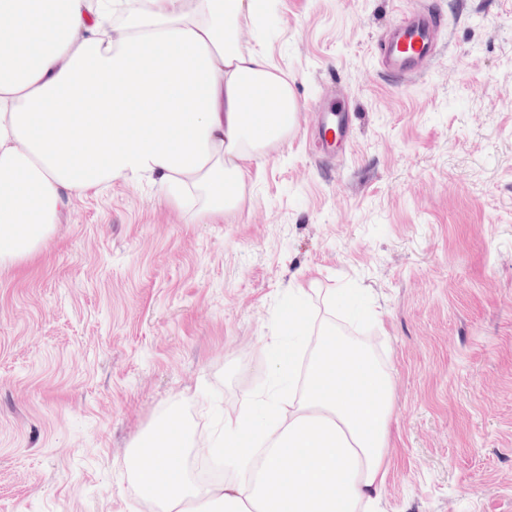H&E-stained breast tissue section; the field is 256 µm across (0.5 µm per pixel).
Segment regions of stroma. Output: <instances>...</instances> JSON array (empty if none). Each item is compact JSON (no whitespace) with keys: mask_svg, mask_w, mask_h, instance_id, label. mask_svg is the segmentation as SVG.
Masks as SVG:
<instances>
[{"mask_svg":"<svg viewBox=\"0 0 512 512\" xmlns=\"http://www.w3.org/2000/svg\"><path fill=\"white\" fill-rule=\"evenodd\" d=\"M433 3L440 54L400 83L377 48L406 0H272L261 41L300 111L238 211L187 224L115 179L0 271V512H140L130 445L170 407L203 439L236 419L304 275L348 289L392 375L380 512H512V0ZM346 112L343 108L331 111L325 116L318 134V145L327 154H336L343 143L346 129L349 125V116H340L336 113Z\"/></svg>","mask_w":512,"mask_h":512,"instance_id":"35a3bbf8","label":"stroma"}]
</instances>
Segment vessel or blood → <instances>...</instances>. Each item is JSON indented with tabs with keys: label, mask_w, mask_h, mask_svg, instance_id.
Masks as SVG:
<instances>
[{
	"label": "vessel or blood",
	"mask_w": 512,
	"mask_h": 512,
	"mask_svg": "<svg viewBox=\"0 0 512 512\" xmlns=\"http://www.w3.org/2000/svg\"><path fill=\"white\" fill-rule=\"evenodd\" d=\"M440 19L433 9L416 7L407 10L387 28L379 45L384 73L396 79H416L427 74L437 53L435 32ZM348 117L329 113L318 134V145L332 154L343 143Z\"/></svg>",
	"instance_id": "vessel-or-blood-1"
}]
</instances>
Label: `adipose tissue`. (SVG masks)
Here are the masks:
<instances>
[{"label": "adipose tissue", "instance_id": "adipose-tissue-1", "mask_svg": "<svg viewBox=\"0 0 512 512\" xmlns=\"http://www.w3.org/2000/svg\"><path fill=\"white\" fill-rule=\"evenodd\" d=\"M269 0H0V271L23 268L72 200L112 180L155 184L190 224L239 209L253 167L294 132L292 85L257 31ZM290 283L268 336L259 416L207 445L233 469L198 482L174 416L132 444L133 483L158 512H373L390 469L392 376Z\"/></svg>", "mask_w": 512, "mask_h": 512}]
</instances>
